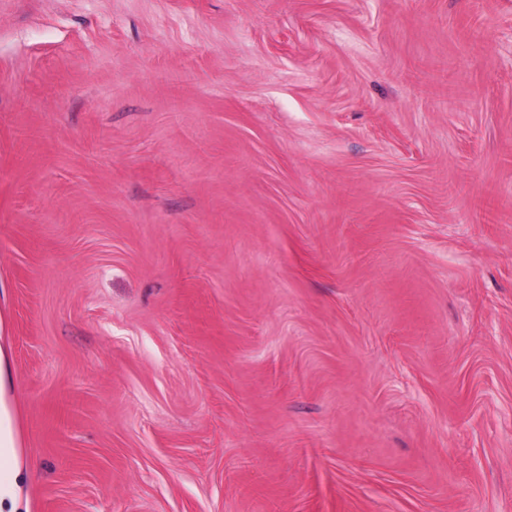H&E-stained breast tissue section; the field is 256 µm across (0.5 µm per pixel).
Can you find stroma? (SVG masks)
Instances as JSON below:
<instances>
[{
	"label": "stroma",
	"mask_w": 512,
	"mask_h": 512,
	"mask_svg": "<svg viewBox=\"0 0 512 512\" xmlns=\"http://www.w3.org/2000/svg\"><path fill=\"white\" fill-rule=\"evenodd\" d=\"M26 512H512V0H0Z\"/></svg>",
	"instance_id": "stroma-1"
}]
</instances>
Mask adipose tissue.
<instances>
[{"label":"adipose tissue","instance_id":"obj_1","mask_svg":"<svg viewBox=\"0 0 512 512\" xmlns=\"http://www.w3.org/2000/svg\"><path fill=\"white\" fill-rule=\"evenodd\" d=\"M15 381L10 356L0 347V512H18L21 472L16 460L18 446L11 404Z\"/></svg>","mask_w":512,"mask_h":512}]
</instances>
